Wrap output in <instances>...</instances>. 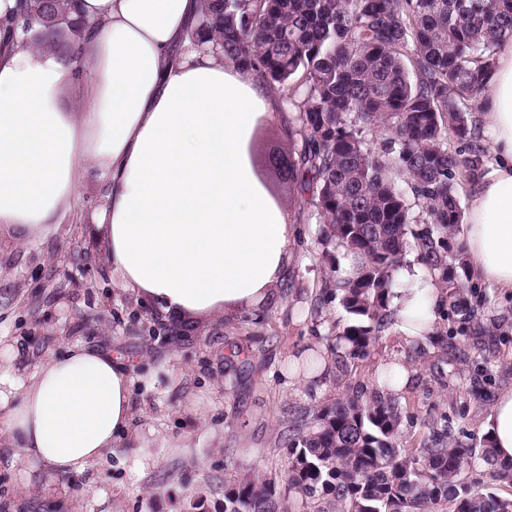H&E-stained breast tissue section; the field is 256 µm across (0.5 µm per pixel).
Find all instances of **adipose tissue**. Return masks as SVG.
<instances>
[{"instance_id":"adipose-tissue-1","label":"adipose tissue","mask_w":512,"mask_h":512,"mask_svg":"<svg viewBox=\"0 0 512 512\" xmlns=\"http://www.w3.org/2000/svg\"><path fill=\"white\" fill-rule=\"evenodd\" d=\"M76 53L0 46V230L26 247L55 236L88 173L108 189L97 222L117 288L177 317L257 314L280 295L292 232L256 177L250 143L274 100L255 71L193 46L201 0H72ZM483 98L494 163L463 226L482 279L512 289V43ZM81 84L83 106L62 103ZM392 329L423 340L435 287L397 291ZM131 368L83 343L33 372L0 369V466L53 494L48 473L84 476L126 435ZM512 460V389L489 416Z\"/></svg>"}]
</instances>
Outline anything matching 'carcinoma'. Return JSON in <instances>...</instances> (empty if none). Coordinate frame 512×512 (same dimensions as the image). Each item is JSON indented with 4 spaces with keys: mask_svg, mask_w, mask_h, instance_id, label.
<instances>
[{
    "mask_svg": "<svg viewBox=\"0 0 512 512\" xmlns=\"http://www.w3.org/2000/svg\"><path fill=\"white\" fill-rule=\"evenodd\" d=\"M63 0H29L39 36L62 46ZM193 40L215 42L296 113L301 152L272 150L264 163L288 190L311 198L325 254L353 257L355 276L327 289L352 321L336 330L337 363L367 356L398 309L392 284L411 249L463 319L475 316L462 280L470 264L455 238L464 211L458 176L477 181L489 149L475 113L501 47L512 42V0H207ZM380 133V146L366 139ZM469 143L451 149L449 138ZM400 373L378 388L307 411L288 438L284 480L311 512H503L512 461L484 439L488 484L463 473L473 450L432 432L400 447ZM224 512H283L278 485L224 488Z\"/></svg>",
    "mask_w": 512,
    "mask_h": 512,
    "instance_id": "cac0c4a2",
    "label": "carcinoma"
}]
</instances>
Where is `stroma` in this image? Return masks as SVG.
Returning <instances> with one entry per match:
<instances>
[{
  "mask_svg": "<svg viewBox=\"0 0 512 512\" xmlns=\"http://www.w3.org/2000/svg\"><path fill=\"white\" fill-rule=\"evenodd\" d=\"M294 119L283 106L263 119L254 152L300 148L288 136ZM255 173L293 228L280 299L258 315L179 320L115 288L118 276L94 219L106 190L92 176L57 236L21 248L0 234V344L10 349L0 366L32 369L65 337L109 349L132 364L135 411L128 436L95 467L94 484L63 477L67 497L46 498L1 468L0 512H194L199 498L203 512H224L225 486L280 475L295 410L332 403L353 387L372 390L386 368L403 360L408 342L387 329L369 356L337 368L336 327L349 316L334 299L313 310L334 276L322 256L317 210L283 190L272 172ZM467 288L476 319L463 321L444 306L433 331L453 351L427 347L402 389L404 447H417L435 428L481 448L490 409L512 388V290L474 276ZM312 356L317 367L296 372Z\"/></svg>",
  "mask_w": 512,
  "mask_h": 512,
  "instance_id": "1",
  "label": "stroma"
}]
</instances>
